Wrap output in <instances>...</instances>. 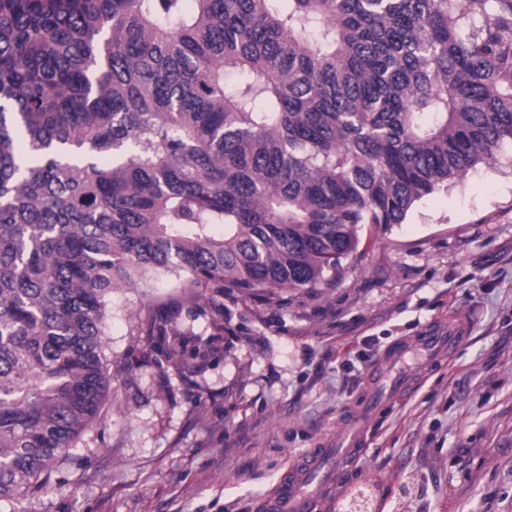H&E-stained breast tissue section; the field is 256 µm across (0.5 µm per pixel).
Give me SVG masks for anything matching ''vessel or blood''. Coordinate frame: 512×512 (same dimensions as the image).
Instances as JSON below:
<instances>
[{"label":"vessel or blood","mask_w":512,"mask_h":512,"mask_svg":"<svg viewBox=\"0 0 512 512\" xmlns=\"http://www.w3.org/2000/svg\"><path fill=\"white\" fill-rule=\"evenodd\" d=\"M461 339V325L434 321L426 324L411 344L400 342L391 347L386 355L389 367L375 377L364 400L363 413H372L409 385L410 374L403 368L407 353L419 354L429 363L454 354ZM361 442L362 427L354 421L342 438L310 449L282 474L274 493L265 502V512H317L343 471L361 460Z\"/></svg>","instance_id":"b4317fda"}]
</instances>
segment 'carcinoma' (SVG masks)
<instances>
[{"instance_id": "obj_1", "label": "carcinoma", "mask_w": 512, "mask_h": 512, "mask_svg": "<svg viewBox=\"0 0 512 512\" xmlns=\"http://www.w3.org/2000/svg\"><path fill=\"white\" fill-rule=\"evenodd\" d=\"M512 147V0H0V503L96 422L122 288H314Z\"/></svg>"}]
</instances>
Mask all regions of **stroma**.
<instances>
[{"instance_id": "1", "label": "stroma", "mask_w": 512, "mask_h": 512, "mask_svg": "<svg viewBox=\"0 0 512 512\" xmlns=\"http://www.w3.org/2000/svg\"><path fill=\"white\" fill-rule=\"evenodd\" d=\"M359 234L314 288L228 289L220 311L167 278L115 294L112 395L37 512H263L360 410L384 352L453 317L457 354L366 420L335 496L366 484L384 512H512V151Z\"/></svg>"}]
</instances>
